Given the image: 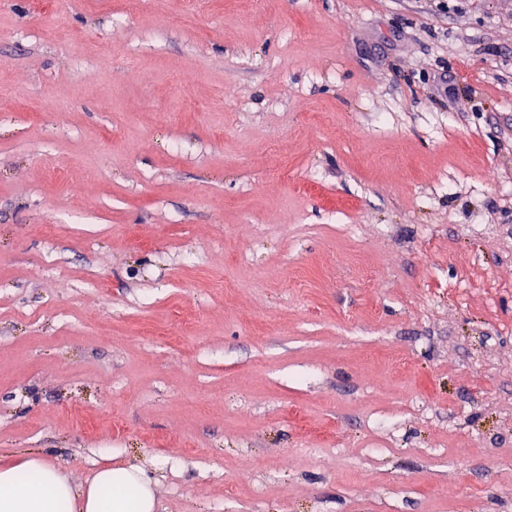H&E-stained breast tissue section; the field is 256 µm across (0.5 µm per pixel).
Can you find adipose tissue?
<instances>
[{
  "label": "adipose tissue",
  "instance_id": "1",
  "mask_svg": "<svg viewBox=\"0 0 512 512\" xmlns=\"http://www.w3.org/2000/svg\"><path fill=\"white\" fill-rule=\"evenodd\" d=\"M157 481L131 463L104 462L75 486L46 457L0 465V512H159Z\"/></svg>",
  "mask_w": 512,
  "mask_h": 512
}]
</instances>
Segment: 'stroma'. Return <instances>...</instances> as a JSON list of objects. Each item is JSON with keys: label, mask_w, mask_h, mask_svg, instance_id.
Here are the masks:
<instances>
[{"label": "stroma", "mask_w": 512, "mask_h": 512, "mask_svg": "<svg viewBox=\"0 0 512 512\" xmlns=\"http://www.w3.org/2000/svg\"><path fill=\"white\" fill-rule=\"evenodd\" d=\"M33 452L163 512H512V0H0Z\"/></svg>", "instance_id": "stroma-1"}]
</instances>
